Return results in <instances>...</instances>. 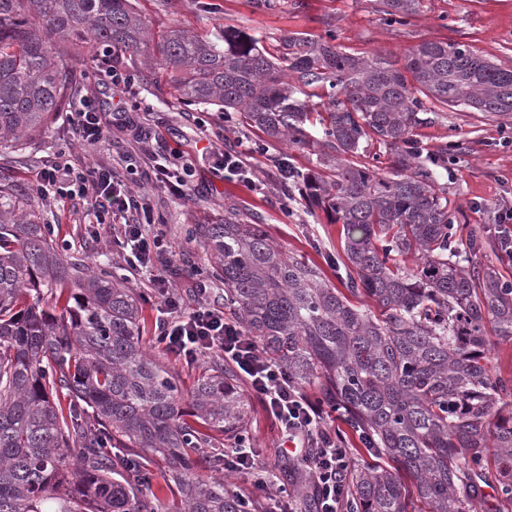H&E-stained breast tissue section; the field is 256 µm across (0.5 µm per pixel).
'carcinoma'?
<instances>
[{"instance_id": "1", "label": "carcinoma", "mask_w": 512, "mask_h": 512, "mask_svg": "<svg viewBox=\"0 0 512 512\" xmlns=\"http://www.w3.org/2000/svg\"><path fill=\"white\" fill-rule=\"evenodd\" d=\"M389 26L420 0H379ZM143 52L171 70L183 102L243 113L271 140L317 155L292 169L310 204L343 226L346 291L232 213L196 224L224 305L269 358L344 412L383 464L354 470L345 512H512V377L491 375L488 331L512 338V282L481 263L486 241L454 235L435 165L412 146L421 114L450 107L512 114V69L455 42H422L404 71L332 40L292 33L279 55L242 30L215 40L169 30L149 53L130 0H0V151L34 145L82 77L57 61L79 44ZM328 89L320 137L307 99ZM386 157L389 175L357 162ZM420 260L417 267L408 259ZM62 313L49 311V301ZM69 405H62V400ZM250 405L215 362L183 397L177 372L144 347L139 300L110 272L56 251L48 225L0 184V512H158L141 486L161 460L177 512H240L199 453L244 435ZM117 453H112V450ZM300 512H318L290 467Z\"/></svg>"}]
</instances>
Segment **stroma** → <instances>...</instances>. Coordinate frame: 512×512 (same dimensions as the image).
I'll return each instance as SVG.
<instances>
[{"instance_id":"1","label":"stroma","mask_w":512,"mask_h":512,"mask_svg":"<svg viewBox=\"0 0 512 512\" xmlns=\"http://www.w3.org/2000/svg\"><path fill=\"white\" fill-rule=\"evenodd\" d=\"M131 2L146 20L154 40L172 27L210 39L232 27L260 38L264 46L273 49L291 32L315 40L332 34L346 52L364 58L378 53L399 68L419 43L451 41L468 45L502 67H512V0H420L418 14L406 25L393 27L386 25L379 0H275L269 10L256 9L253 0ZM124 66L134 75L139 93L115 98L111 84L94 74L88 75L83 93L94 95L104 111L120 107L135 113L143 132L157 137L159 151L188 156L195 166L191 195L183 199L158 188L142 159L141 143L122 129L106 135L94 161L117 168L122 176H133L145 186L153 202L154 229L167 243L155 267L180 288L186 301H193L195 288L202 285L211 300L224 301V286L212 278L209 258L189 230L195 224L223 221L228 210L249 222L264 224L283 250L318 265L336 288H344L346 272L340 263L345 259L346 239L342 225L329 223L322 210L310 209L299 194L284 195L272 180L276 162L283 157L299 170L315 168L313 152L225 120L218 107L183 104L174 95L168 70L161 66L146 69L139 54L127 53ZM241 135L259 146L248 162L266 179L264 192L224 177L203 153L210 145L237 151ZM412 136L429 150L447 148L448 164L440 169L438 181L456 212L457 235L464 239L478 232L489 238L483 263L512 280V260L504 258L493 241L501 214L512 207V115L451 108L434 114L431 123L415 128ZM35 143L34 151L0 156V183L12 185L29 209L49 224L51 240L64 256L82 259L96 272L109 270L133 288L140 297L149 352L179 373L183 388H190L211 358L203 356L188 366L157 344L159 299L149 273L129 269L118 257L111 235L98 225L96 212L87 202L59 194L44 196L30 184L32 176L52 163H83L84 153L66 114L52 117ZM250 404L248 436L253 452L276 471L295 465V457L259 398L251 397Z\"/></svg>"}]
</instances>
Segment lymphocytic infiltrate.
<instances>
[{
	"instance_id": "lymphocytic-infiltrate-1",
	"label": "lymphocytic infiltrate",
	"mask_w": 512,
	"mask_h": 512,
	"mask_svg": "<svg viewBox=\"0 0 512 512\" xmlns=\"http://www.w3.org/2000/svg\"><path fill=\"white\" fill-rule=\"evenodd\" d=\"M85 151H92L110 127L130 126L125 112L100 111L94 98H85L69 116ZM68 184L73 194L93 206L100 218L114 214L124 223L115 243L118 255L132 269L148 268L161 247L159 236L149 232L152 204L149 194L137 191L118 179L113 171L94 165L80 169L55 163L37 173L32 186L40 193ZM166 314L159 326L158 340L165 350L186 363L207 352L223 353L249 382L264 403L269 416L283 436L300 448V461L313 475L311 491L320 503V512H343L348 493L344 483L352 451L333 439L324 424L325 412L293 378L287 368L266 357L234 319L206 300H198L192 312L182 310L183 296L164 276L153 281ZM260 464L245 445L224 455V472L241 478L239 495L243 502L268 494V483L260 478Z\"/></svg>"
}]
</instances>
